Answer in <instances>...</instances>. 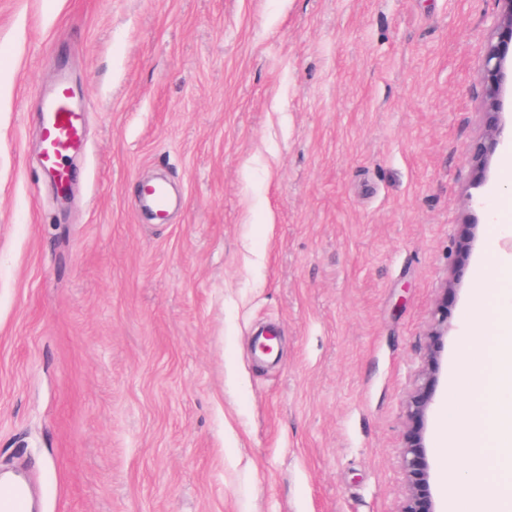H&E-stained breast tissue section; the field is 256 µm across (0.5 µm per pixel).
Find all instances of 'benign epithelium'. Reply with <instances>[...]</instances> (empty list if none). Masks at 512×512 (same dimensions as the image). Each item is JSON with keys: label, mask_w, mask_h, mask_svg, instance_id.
<instances>
[{"label": "benign epithelium", "mask_w": 512, "mask_h": 512, "mask_svg": "<svg viewBox=\"0 0 512 512\" xmlns=\"http://www.w3.org/2000/svg\"><path fill=\"white\" fill-rule=\"evenodd\" d=\"M498 2L500 11L482 51L481 110L484 133L469 148L471 161L482 170L486 169L505 139L512 138V129L506 130L504 122V96L507 87H512V0ZM447 319V311L438 313L431 334L432 352L428 372L408 402V415L412 420V427L407 434L402 459L410 492L402 512H437L430 493V462L424 444L423 427L432 402L436 383V353L444 336Z\"/></svg>", "instance_id": "7a95c632"}]
</instances>
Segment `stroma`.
Wrapping results in <instances>:
<instances>
[{
    "mask_svg": "<svg viewBox=\"0 0 512 512\" xmlns=\"http://www.w3.org/2000/svg\"><path fill=\"white\" fill-rule=\"evenodd\" d=\"M498 12L0 0V469L24 466L36 512H402L443 305L424 437L445 512L448 375L512 293V145L484 172L468 153ZM62 75L88 140L65 207L38 163ZM154 176L180 195L162 220Z\"/></svg>",
    "mask_w": 512,
    "mask_h": 512,
    "instance_id": "35a3bbf8",
    "label": "stroma"
}]
</instances>
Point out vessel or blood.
Listing matches in <instances>:
<instances>
[{"label":"vessel or blood","mask_w":512,"mask_h":512,"mask_svg":"<svg viewBox=\"0 0 512 512\" xmlns=\"http://www.w3.org/2000/svg\"><path fill=\"white\" fill-rule=\"evenodd\" d=\"M83 144L82 116L69 95L67 81H59L43 97L40 161L44 171L65 180L63 160ZM29 492L23 484L0 486V512H29Z\"/></svg>","instance_id":"obj_1"}]
</instances>
